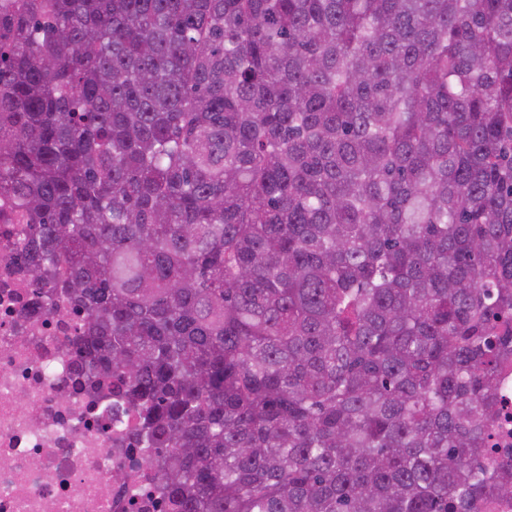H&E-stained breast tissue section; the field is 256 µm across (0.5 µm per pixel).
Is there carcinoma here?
Returning <instances> with one entry per match:
<instances>
[{
    "mask_svg": "<svg viewBox=\"0 0 512 512\" xmlns=\"http://www.w3.org/2000/svg\"><path fill=\"white\" fill-rule=\"evenodd\" d=\"M0 199L173 512L512 497V0H0ZM493 454L488 462H498L512 457V357L500 370L497 390V417Z\"/></svg>",
    "mask_w": 512,
    "mask_h": 512,
    "instance_id": "carcinoma-1",
    "label": "carcinoma"
}]
</instances>
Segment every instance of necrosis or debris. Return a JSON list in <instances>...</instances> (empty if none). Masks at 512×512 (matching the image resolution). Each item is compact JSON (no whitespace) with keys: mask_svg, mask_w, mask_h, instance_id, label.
<instances>
[{"mask_svg":"<svg viewBox=\"0 0 512 512\" xmlns=\"http://www.w3.org/2000/svg\"><path fill=\"white\" fill-rule=\"evenodd\" d=\"M0 224V512H170L125 405L93 393L76 300L51 309ZM512 457V361L498 377L492 461Z\"/></svg>","mask_w":512,"mask_h":512,"instance_id":"1","label":"necrosis or debris"}]
</instances>
